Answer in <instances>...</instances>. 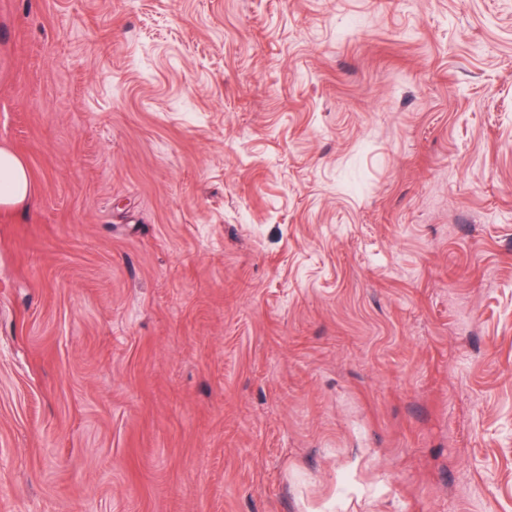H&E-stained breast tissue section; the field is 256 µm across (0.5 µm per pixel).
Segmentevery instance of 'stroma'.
<instances>
[{"label": "stroma", "mask_w": 512, "mask_h": 512, "mask_svg": "<svg viewBox=\"0 0 512 512\" xmlns=\"http://www.w3.org/2000/svg\"><path fill=\"white\" fill-rule=\"evenodd\" d=\"M0 512H512V0H0ZM32 193L31 173L15 153L0 149V207L15 208Z\"/></svg>", "instance_id": "stroma-1"}]
</instances>
